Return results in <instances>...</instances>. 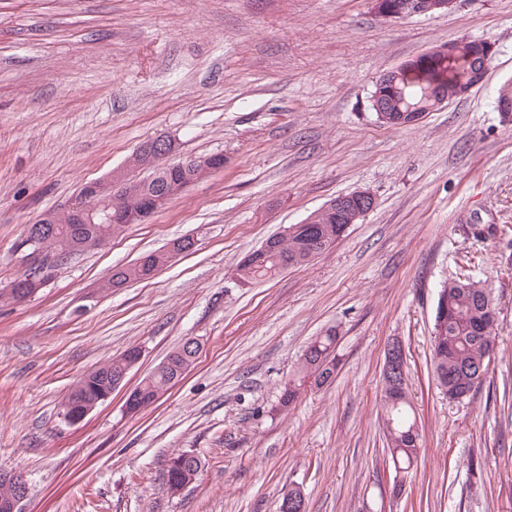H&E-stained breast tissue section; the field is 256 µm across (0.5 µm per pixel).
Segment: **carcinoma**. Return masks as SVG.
I'll list each match as a JSON object with an SVG mask.
<instances>
[{
  "instance_id": "obj_1",
  "label": "carcinoma",
  "mask_w": 512,
  "mask_h": 512,
  "mask_svg": "<svg viewBox=\"0 0 512 512\" xmlns=\"http://www.w3.org/2000/svg\"><path fill=\"white\" fill-rule=\"evenodd\" d=\"M427 55L407 60L397 68L386 72L391 92L380 99L382 105L393 109L391 117L410 107L429 104L430 95L437 89L444 91L466 79L471 68L481 58L474 56V48L468 44L454 57L424 63ZM183 171L175 166L163 167L154 172V177L138 181L135 197L119 208L112 209L110 224H72L66 217L57 216L48 224L41 225L42 238L39 247L45 254L64 261L80 252L99 246L117 233L127 220L130 208H139L150 197L172 193L182 180ZM340 228L319 218L313 224L299 228L296 232L281 237L276 249L268 255H246L237 266L235 277L243 284L271 279L289 267L303 266L313 260L305 243L310 237H324L323 250L330 249L338 240ZM144 263L116 267L109 279L128 283L145 280L164 266L167 260L159 251L142 256ZM447 303L445 314L435 312L432 327V369L434 379L443 395L450 402H460L470 397L488 370L490 353L494 347V323L496 306L491 291L480 283L464 278L446 282L438 296L437 304ZM339 336L330 329L313 339L305 348L294 375L283 386L279 406L287 410L307 385L322 387L334 380L338 367L336 347ZM196 350L181 346L169 355L170 365L158 368L141 389L131 394L132 410L137 412L157 401V394L165 392L172 384L177 372L187 363H192ZM122 374L114 362L91 371L72 388L86 402L99 400L101 394ZM383 431L390 460L394 469L408 472L417 461L422 435L416 420L410 413L407 389H401L398 399L384 398ZM174 458L183 461V466L167 474L168 488H173L197 478L202 462L189 457V453H177Z\"/></svg>"
}]
</instances>
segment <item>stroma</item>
Masks as SVG:
<instances>
[{"label":"stroma","instance_id":"1","mask_svg":"<svg viewBox=\"0 0 512 512\" xmlns=\"http://www.w3.org/2000/svg\"><path fill=\"white\" fill-rule=\"evenodd\" d=\"M463 38L494 44L482 84L412 126L378 122L376 79ZM512 0L389 21L372 0H0V289L29 267L25 225L164 135L168 160L224 167L164 209L0 300V470L23 471V512H512ZM372 192L363 220L309 264L249 288L240 260L332 198ZM475 224L494 235L475 239ZM193 253L103 288L172 240ZM464 272L497 302L473 395L448 402L431 367L442 285ZM336 328L335 380L288 412L304 347ZM202 349L137 414L126 390L69 425L74 384L129 347L137 387L187 338ZM406 355L423 449L402 492L382 428L387 345ZM201 458L170 495V457Z\"/></svg>","mask_w":512,"mask_h":512}]
</instances>
